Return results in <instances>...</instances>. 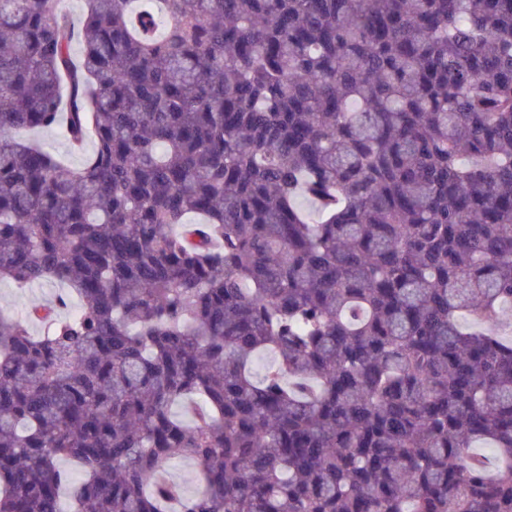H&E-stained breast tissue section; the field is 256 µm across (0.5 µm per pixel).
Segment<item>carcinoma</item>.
Instances as JSON below:
<instances>
[{"mask_svg":"<svg viewBox=\"0 0 512 512\" xmlns=\"http://www.w3.org/2000/svg\"><path fill=\"white\" fill-rule=\"evenodd\" d=\"M0 280V512H512V0H0ZM21 136L26 138H33L46 143L59 158L71 166L80 164L89 155L93 146V142L89 141L85 145L84 150L80 152L72 151L60 128L44 130L37 133L24 132L21 134ZM63 288L54 282L34 284L25 288L10 281L0 282V307L16 314H24L31 304H53L63 293ZM197 470V465L192 460H176L168 467V476L180 484L186 493L194 494L200 488Z\"/></svg>","mask_w":512,"mask_h":512,"instance_id":"obj_1","label":"carcinoma"}]
</instances>
